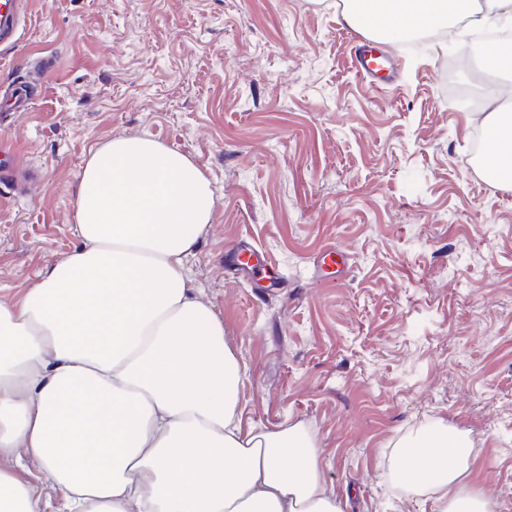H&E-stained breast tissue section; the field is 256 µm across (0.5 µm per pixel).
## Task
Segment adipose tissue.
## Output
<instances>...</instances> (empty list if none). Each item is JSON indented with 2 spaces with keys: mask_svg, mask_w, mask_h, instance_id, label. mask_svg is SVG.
Segmentation results:
<instances>
[{
  "mask_svg": "<svg viewBox=\"0 0 512 512\" xmlns=\"http://www.w3.org/2000/svg\"><path fill=\"white\" fill-rule=\"evenodd\" d=\"M374 32L452 30L512 0H342ZM484 176L512 186V113L480 112ZM215 197L185 154L114 138L80 176L69 256L0 300V512H342L311 439L242 431L237 358L186 263ZM38 463L40 482L23 476ZM470 442L433 430L396 459L435 512H493L467 486Z\"/></svg>",
  "mask_w": 512,
  "mask_h": 512,
  "instance_id": "obj_1",
  "label": "adipose tissue"
}]
</instances>
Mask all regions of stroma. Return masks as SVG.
<instances>
[{"instance_id": "35a3bbf8", "label": "stroma", "mask_w": 512, "mask_h": 512, "mask_svg": "<svg viewBox=\"0 0 512 512\" xmlns=\"http://www.w3.org/2000/svg\"><path fill=\"white\" fill-rule=\"evenodd\" d=\"M469 33L377 37L389 83L353 63L336 0H32L0 82L35 102L0 122L41 174L0 186V298L63 261L91 152L149 136L212 183L190 283L240 362L243 429L310 436L344 512H434L394 469L426 432L464 434L469 483L512 512V189L466 155L478 125L444 86ZM31 56L56 58L38 80ZM284 275L243 280V244ZM344 257L322 268L323 250Z\"/></svg>"}]
</instances>
